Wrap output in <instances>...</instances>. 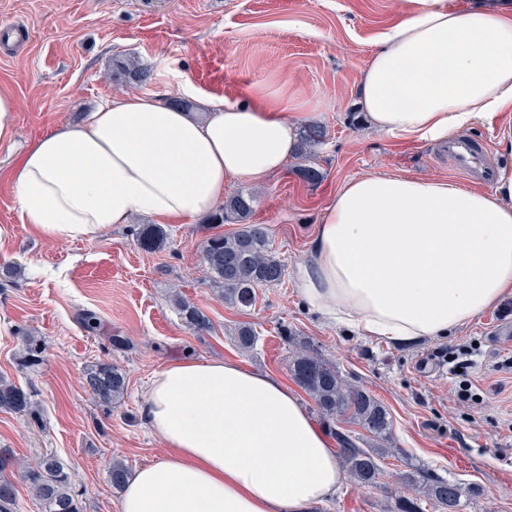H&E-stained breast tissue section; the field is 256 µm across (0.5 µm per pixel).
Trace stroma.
Masks as SVG:
<instances>
[{
	"mask_svg": "<svg viewBox=\"0 0 512 512\" xmlns=\"http://www.w3.org/2000/svg\"><path fill=\"white\" fill-rule=\"evenodd\" d=\"M406 0H0V86L19 108L12 144L0 146V378L30 391L37 415L0 412V448L21 459L61 458L76 474L84 512H119L121 494L108 481L113 461L136 469L164 448L149 432L142 403L154 372L169 360H236L289 379L291 347L282 328L310 341L349 380L388 408L393 455L386 474L418 469L460 483V512H512V295L445 338L398 345L326 322L306 307L292 278L260 288L255 307L224 303L201 279V246L236 224L203 217L167 225L164 246L136 238L149 216L135 217L91 240L48 241L23 224L7 173L37 138L78 122L118 88L113 64L137 57L150 71L143 91L170 100L189 84L199 95L237 104L258 92L288 95L287 109L311 113L328 135L311 184L300 159L266 183H238L254 194L251 223L267 225L273 249L294 267L312 246L324 204L348 179L391 171L456 178L440 144L379 135L364 122L358 84L377 41ZM505 121L464 129L483 146L482 163L512 169L500 141ZM200 307L212 327L196 332L171 300L173 290ZM92 311L96 328L78 316ZM241 322L259 333L241 351L232 332ZM38 351H29L26 335ZM125 348L112 345L113 337ZM473 347L467 378L479 402L462 400L448 358ZM119 365L128 390L105 407L84 388L86 369ZM378 488L345 480L324 512H391Z\"/></svg>",
	"mask_w": 512,
	"mask_h": 512,
	"instance_id": "stroma-1",
	"label": "stroma"
}]
</instances>
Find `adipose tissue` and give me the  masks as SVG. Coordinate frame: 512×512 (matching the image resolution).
Instances as JSON below:
<instances>
[{"label": "adipose tissue", "mask_w": 512, "mask_h": 512, "mask_svg": "<svg viewBox=\"0 0 512 512\" xmlns=\"http://www.w3.org/2000/svg\"><path fill=\"white\" fill-rule=\"evenodd\" d=\"M359 80L377 133L418 143L512 112V0H409ZM112 95L31 145L10 172L23 223L89 240L139 215L196 220L233 184L265 183L308 125L278 99ZM322 317L397 343L450 334L512 294V171L491 188L366 174L325 204L297 263ZM142 413L166 448L128 478L120 512H319L345 480L329 430L278 376L190 356L150 379Z\"/></svg>", "instance_id": "adipose-tissue-1"}]
</instances>
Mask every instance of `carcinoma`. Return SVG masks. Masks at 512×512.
Returning <instances> with one entry per match:
<instances>
[{
  "instance_id": "1",
  "label": "carcinoma",
  "mask_w": 512,
  "mask_h": 512,
  "mask_svg": "<svg viewBox=\"0 0 512 512\" xmlns=\"http://www.w3.org/2000/svg\"><path fill=\"white\" fill-rule=\"evenodd\" d=\"M112 78L126 87L139 85L147 79V70L128 60L116 68ZM326 137L323 127L308 126L301 136L299 157L314 158ZM254 202L251 193L237 192L228 196L211 221L222 224L231 220L242 227L231 234L211 236L202 247L205 277L220 285L221 298L233 307L254 306L258 288L276 286L285 276V265L270 247L268 227L248 223ZM165 238L163 229L155 224H144L138 232L139 243L148 249L162 244ZM174 303L196 331L211 328V320L205 312L181 294H174ZM285 339L296 345L288 364L291 377L313 398L321 418L328 422L346 418L358 423L379 441L388 438L392 421L382 402L366 389L346 380L309 342L288 334ZM257 340L258 332L252 324L240 323L235 327L234 341L240 350L251 351ZM86 383L91 396L104 406L119 403L128 388L126 374L107 361H101L87 371ZM0 410L33 414L36 405L29 393L10 382L0 381ZM384 452L383 448H359L345 440L340 457L357 485L372 487L380 482L382 470L377 459ZM14 471L20 473L44 512H83L70 469L60 458L50 454L25 461L6 448H0V512H17V490L10 476ZM128 477L129 469L124 463H112L108 472L112 488L123 489ZM402 481L407 487H422L434 512H458L462 495L458 482L445 478L429 479L417 470L404 474Z\"/></svg>"
}]
</instances>
